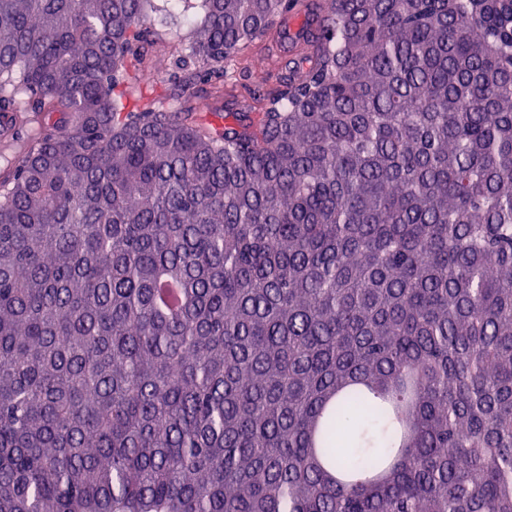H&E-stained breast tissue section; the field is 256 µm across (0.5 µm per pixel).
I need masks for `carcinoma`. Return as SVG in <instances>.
<instances>
[{
  "label": "carcinoma",
  "mask_w": 512,
  "mask_h": 512,
  "mask_svg": "<svg viewBox=\"0 0 512 512\" xmlns=\"http://www.w3.org/2000/svg\"><path fill=\"white\" fill-rule=\"evenodd\" d=\"M150 8L0 0V512H512V0ZM268 44L267 40L257 42L251 50L231 66L236 71L238 82H236L237 86L232 88L226 87L224 84L227 90H232L226 93L224 90V99L218 102V106L224 112H252L251 106L253 107L255 104L249 100L240 85L247 82L244 75L255 67L256 62L262 61L265 65L268 64L266 56ZM164 53L165 52L159 51V52H157V54L154 57H152L148 61L149 67L145 68V74H146V77H151V78H146L144 75V79H142L143 85H140L139 88L135 87L130 90V92L136 96H139L140 94H142V96L144 97L143 101L145 104H150V105L157 104L156 103L157 98L161 92L159 87H157V92H154V93H152L151 90H149L150 88H147V85L152 84L153 76H156L157 74H161V72H164L163 75H165V72L170 73L173 70H175L172 62L168 59L167 55H165Z\"/></svg>",
  "instance_id": "obj_1"
}]
</instances>
